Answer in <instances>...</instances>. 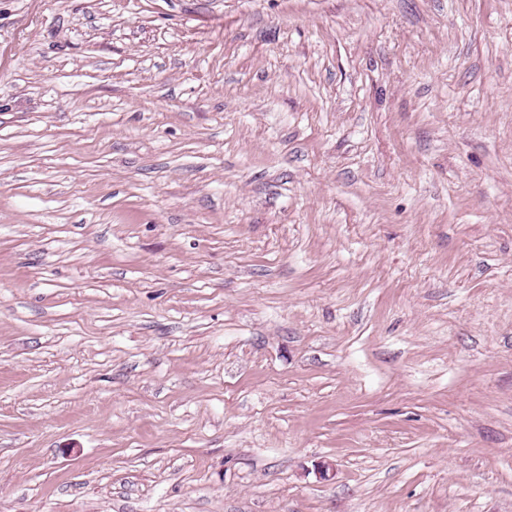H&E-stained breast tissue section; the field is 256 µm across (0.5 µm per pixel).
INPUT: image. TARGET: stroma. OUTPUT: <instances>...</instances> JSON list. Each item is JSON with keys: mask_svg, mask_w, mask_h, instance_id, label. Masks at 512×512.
<instances>
[{"mask_svg": "<svg viewBox=\"0 0 512 512\" xmlns=\"http://www.w3.org/2000/svg\"><path fill=\"white\" fill-rule=\"evenodd\" d=\"M0 512H512V0H0Z\"/></svg>", "mask_w": 512, "mask_h": 512, "instance_id": "1", "label": "stroma"}]
</instances>
